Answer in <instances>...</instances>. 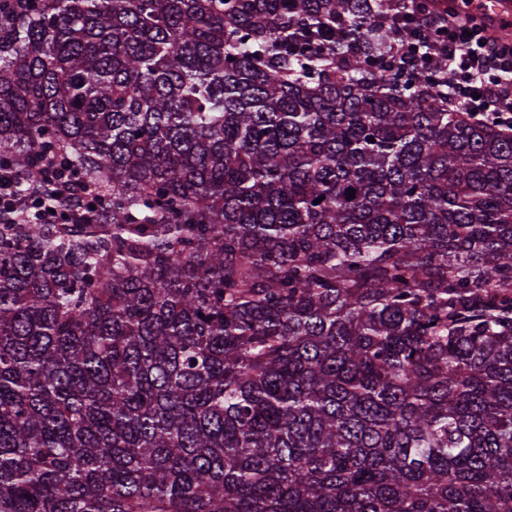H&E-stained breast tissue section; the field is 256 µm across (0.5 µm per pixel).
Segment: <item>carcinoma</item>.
I'll return each mask as SVG.
<instances>
[{"label":"carcinoma","mask_w":512,"mask_h":512,"mask_svg":"<svg viewBox=\"0 0 512 512\" xmlns=\"http://www.w3.org/2000/svg\"><path fill=\"white\" fill-rule=\"evenodd\" d=\"M450 10L0 0V168L99 206L0 214V512H512V131L390 51ZM78 185V181H74V184L71 183V180L68 179L63 183L62 189H55L57 192V198H55L56 206L49 207L48 211H45L43 214V219L48 224H56L57 221L61 219L62 212L67 213V208L70 202L76 197H81L85 200V209L88 213H92L94 209L90 208V204H92V197L89 195L87 191L81 189ZM50 209L55 210V213H51Z\"/></svg>","instance_id":"cac0c4a2"}]
</instances>
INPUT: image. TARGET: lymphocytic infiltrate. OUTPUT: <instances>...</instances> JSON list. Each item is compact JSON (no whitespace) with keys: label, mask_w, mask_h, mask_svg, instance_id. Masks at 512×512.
<instances>
[{"label":"lymphocytic infiltrate","mask_w":512,"mask_h":512,"mask_svg":"<svg viewBox=\"0 0 512 512\" xmlns=\"http://www.w3.org/2000/svg\"><path fill=\"white\" fill-rule=\"evenodd\" d=\"M425 57L448 62V107L512 129V43L491 38L472 11L431 15L420 29Z\"/></svg>","instance_id":"1"}]
</instances>
